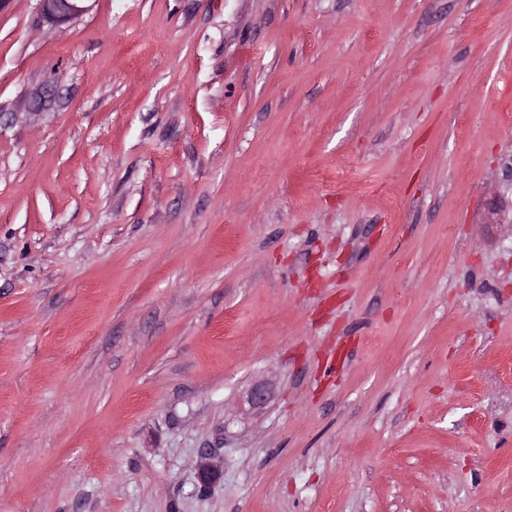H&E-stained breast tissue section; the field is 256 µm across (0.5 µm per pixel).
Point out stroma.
Instances as JSON below:
<instances>
[{"label": "stroma", "instance_id": "stroma-1", "mask_svg": "<svg viewBox=\"0 0 512 512\" xmlns=\"http://www.w3.org/2000/svg\"><path fill=\"white\" fill-rule=\"evenodd\" d=\"M88 6L0 0V512H512V0ZM42 22L59 25L71 22L87 11L88 0H38Z\"/></svg>", "mask_w": 512, "mask_h": 512}]
</instances>
